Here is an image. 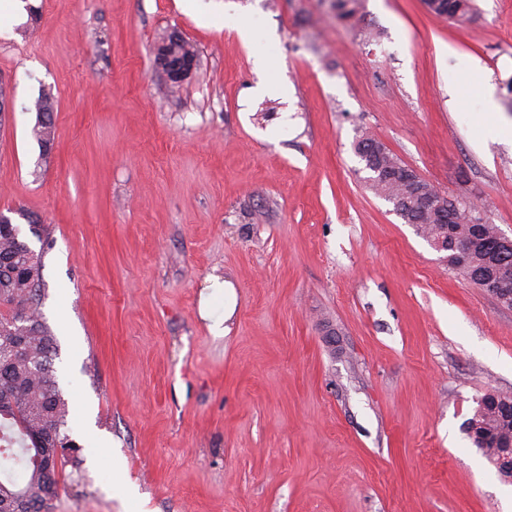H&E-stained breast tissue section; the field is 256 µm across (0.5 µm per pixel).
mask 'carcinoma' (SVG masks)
I'll list each match as a JSON object with an SVG mask.
<instances>
[{"label":"carcinoma","mask_w":512,"mask_h":512,"mask_svg":"<svg viewBox=\"0 0 512 512\" xmlns=\"http://www.w3.org/2000/svg\"><path fill=\"white\" fill-rule=\"evenodd\" d=\"M427 8L451 20L469 18L474 0H425ZM336 19L356 17L361 0H335ZM177 55H197L182 37L164 38L158 48ZM34 134L41 145L53 141L54 100L43 94L35 102ZM355 154L369 172L367 183L375 194L390 201L405 223L423 236L448 238L447 262L456 266L459 246L478 237L493 239L495 225L475 224L477 209L435 188L405 165L376 138L364 134L354 144ZM474 263L464 274L473 284L493 268L512 286V252L494 253L488 247L472 251ZM40 265L14 224H0V418L9 421L22 439V455H0V512H44L59 496V470L64 451L75 447L65 431L68 407L53 367L55 339L38 308ZM475 413L483 431L474 445L491 462L498 460L512 437V397L488 391L478 398Z\"/></svg>","instance_id":"carcinoma-1"}]
</instances>
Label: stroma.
<instances>
[{"mask_svg":"<svg viewBox=\"0 0 512 512\" xmlns=\"http://www.w3.org/2000/svg\"><path fill=\"white\" fill-rule=\"evenodd\" d=\"M206 2L209 22L187 0L0 18V214L40 261L78 446L49 512H512L465 431L485 392L512 396V307L369 189L353 148L369 132L512 238V143L474 145L478 95L448 91L480 63L512 121V0L464 23L424 0H364L357 22L334 0ZM172 33L200 61L173 93L154 60ZM215 278L236 299L220 334ZM37 123L34 134L42 147L49 149L53 141V113L55 112L54 100L50 95L42 94L35 102Z\"/></svg>","mask_w":512,"mask_h":512,"instance_id":"1","label":"stroma"}]
</instances>
